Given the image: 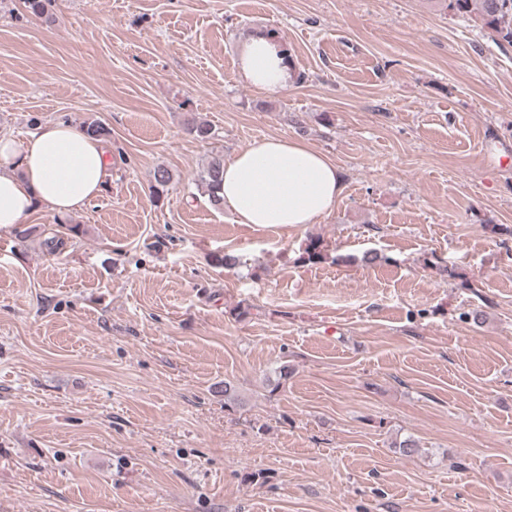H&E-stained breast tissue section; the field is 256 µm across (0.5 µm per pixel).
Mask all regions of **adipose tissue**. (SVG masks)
<instances>
[{"label": "adipose tissue", "mask_w": 512, "mask_h": 512, "mask_svg": "<svg viewBox=\"0 0 512 512\" xmlns=\"http://www.w3.org/2000/svg\"><path fill=\"white\" fill-rule=\"evenodd\" d=\"M237 75L272 93L288 86L293 70L280 44L258 31L244 41ZM110 157L105 139L70 123L49 121L21 139L1 136L0 228L39 206L60 216L80 211L101 193ZM342 192L336 163L296 138L257 139L224 161V206L241 224H315Z\"/></svg>", "instance_id": "ef3b65f1"}]
</instances>
